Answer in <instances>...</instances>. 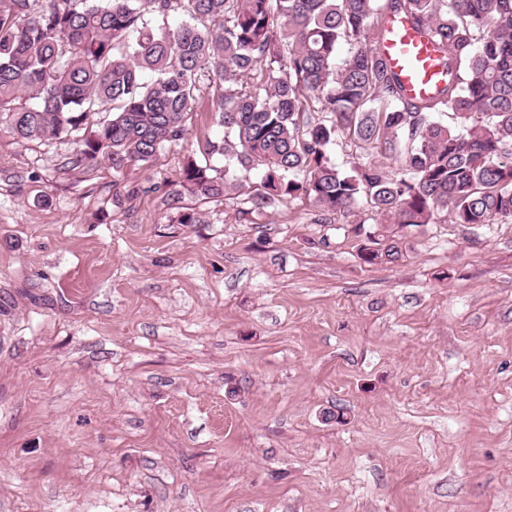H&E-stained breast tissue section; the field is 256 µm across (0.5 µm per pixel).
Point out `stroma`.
Segmentation results:
<instances>
[{
	"label": "stroma",
	"mask_w": 512,
	"mask_h": 512,
	"mask_svg": "<svg viewBox=\"0 0 512 512\" xmlns=\"http://www.w3.org/2000/svg\"><path fill=\"white\" fill-rule=\"evenodd\" d=\"M185 123L118 177L0 129V512H512V223L173 208ZM367 246L361 258L367 263H394L403 256L401 238L392 231L365 233Z\"/></svg>",
	"instance_id": "obj_1"
}]
</instances>
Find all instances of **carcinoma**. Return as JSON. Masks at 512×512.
Masks as SVG:
<instances>
[{"mask_svg": "<svg viewBox=\"0 0 512 512\" xmlns=\"http://www.w3.org/2000/svg\"><path fill=\"white\" fill-rule=\"evenodd\" d=\"M397 15L448 70L433 97L407 96L377 50ZM204 93L223 136L183 166L174 203L242 192L246 214L304 197L400 226L512 222V0H0V122L27 142L83 131L63 170L151 167ZM341 136L394 155L400 175L340 169ZM215 156L264 174L246 185ZM366 240L367 263L403 256L391 231Z\"/></svg>", "mask_w": 512, "mask_h": 512, "instance_id": "obj_1", "label": "carcinoma"}]
</instances>
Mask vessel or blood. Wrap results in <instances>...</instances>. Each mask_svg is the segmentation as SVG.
<instances>
[{
  "instance_id": "obj_1",
  "label": "vessel or blood",
  "mask_w": 512,
  "mask_h": 512,
  "mask_svg": "<svg viewBox=\"0 0 512 512\" xmlns=\"http://www.w3.org/2000/svg\"><path fill=\"white\" fill-rule=\"evenodd\" d=\"M409 96H433L443 79L439 56L424 35L402 17L389 21L380 46Z\"/></svg>"
}]
</instances>
